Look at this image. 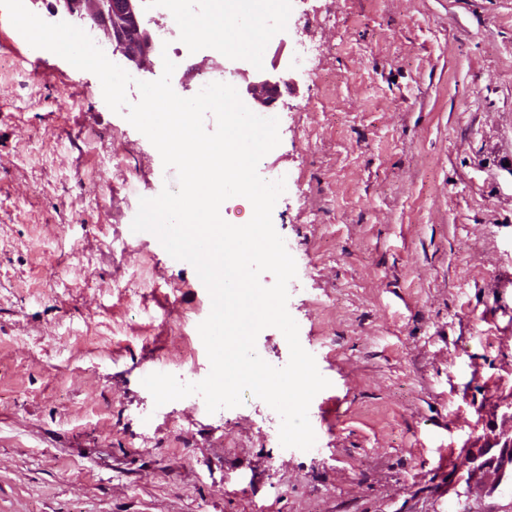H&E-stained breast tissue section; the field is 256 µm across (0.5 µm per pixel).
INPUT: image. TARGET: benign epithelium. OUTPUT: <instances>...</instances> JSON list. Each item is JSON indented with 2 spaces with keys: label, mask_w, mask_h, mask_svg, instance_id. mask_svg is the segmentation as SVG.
Returning a JSON list of instances; mask_svg holds the SVG:
<instances>
[{
  "label": "benign epithelium",
  "mask_w": 512,
  "mask_h": 512,
  "mask_svg": "<svg viewBox=\"0 0 512 512\" xmlns=\"http://www.w3.org/2000/svg\"><path fill=\"white\" fill-rule=\"evenodd\" d=\"M52 16L58 20H80L98 29L111 46L138 70L148 71L154 66L155 45L147 30L139 7V0H55ZM252 96L265 106L278 97V83L264 80L252 87ZM498 448L482 449L465 458L466 471L463 495L470 496L478 485L488 494L512 483V428L497 439Z\"/></svg>",
  "instance_id": "1"
}]
</instances>
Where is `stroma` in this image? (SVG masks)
<instances>
[{"label":"stroma","mask_w":512,"mask_h":512,"mask_svg":"<svg viewBox=\"0 0 512 512\" xmlns=\"http://www.w3.org/2000/svg\"><path fill=\"white\" fill-rule=\"evenodd\" d=\"M293 4L259 62L191 37L171 84L279 120L288 311L330 382L315 454L256 397L155 406V366L211 369L195 268L131 230L161 156L0 9V512H512L457 498L512 423V0Z\"/></svg>","instance_id":"35a3bbf8"}]
</instances>
